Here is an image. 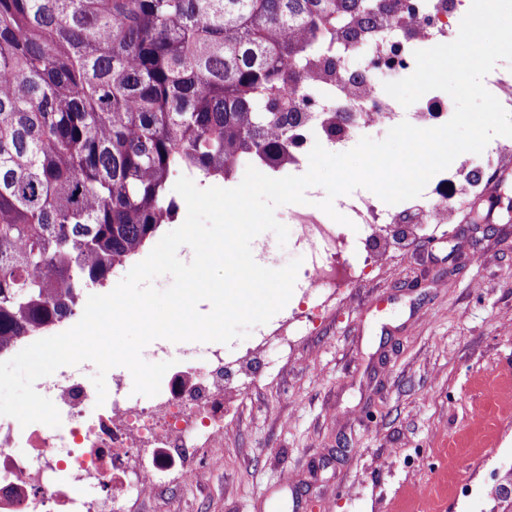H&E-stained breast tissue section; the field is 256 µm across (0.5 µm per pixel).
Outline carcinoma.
<instances>
[{
    "instance_id": "obj_1",
    "label": "carcinoma",
    "mask_w": 512,
    "mask_h": 512,
    "mask_svg": "<svg viewBox=\"0 0 512 512\" xmlns=\"http://www.w3.org/2000/svg\"><path fill=\"white\" fill-rule=\"evenodd\" d=\"M359 0H0V352L74 316L179 204L172 180L288 161V94ZM512 471L491 512H512Z\"/></svg>"
}]
</instances>
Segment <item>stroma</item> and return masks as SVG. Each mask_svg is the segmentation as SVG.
<instances>
[{
	"instance_id": "1",
	"label": "stroma",
	"mask_w": 512,
	"mask_h": 512,
	"mask_svg": "<svg viewBox=\"0 0 512 512\" xmlns=\"http://www.w3.org/2000/svg\"><path fill=\"white\" fill-rule=\"evenodd\" d=\"M451 224H385L379 267L338 286L224 397V440L135 512H489L512 466V152ZM288 304L239 351L311 307Z\"/></svg>"
}]
</instances>
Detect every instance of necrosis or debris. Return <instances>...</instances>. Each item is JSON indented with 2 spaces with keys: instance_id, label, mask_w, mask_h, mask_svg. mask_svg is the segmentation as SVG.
Here are the masks:
<instances>
[{
  "instance_id": "4bbe7bcc",
  "label": "necrosis or debris",
  "mask_w": 512,
  "mask_h": 512,
  "mask_svg": "<svg viewBox=\"0 0 512 512\" xmlns=\"http://www.w3.org/2000/svg\"><path fill=\"white\" fill-rule=\"evenodd\" d=\"M413 2L414 9L389 27L338 37L335 76L312 69L300 88L312 111L343 113L324 139L332 151H346L363 127L386 131L403 121L447 122V102L431 97L408 111L377 84L381 75L414 71V45L435 46L456 36L459 0ZM359 55L366 59L363 70H350ZM287 222L310 249V291L335 288L344 241L337 226L305 208L289 212ZM176 359L163 389L144 402L129 398L118 377L102 403L95 386L68 367L39 379L35 388L56 405L61 424L24 427L0 416V512H131V502L170 476L189 477L188 459H203L224 435L219 399L226 360L222 349L200 344L178 350Z\"/></svg>"
}]
</instances>
